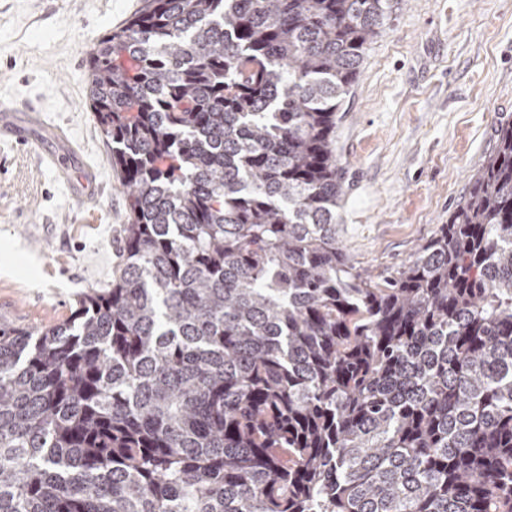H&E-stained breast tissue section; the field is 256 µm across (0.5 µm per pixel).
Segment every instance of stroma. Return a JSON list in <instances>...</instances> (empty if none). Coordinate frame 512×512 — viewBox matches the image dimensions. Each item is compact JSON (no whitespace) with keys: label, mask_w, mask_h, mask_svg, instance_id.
<instances>
[{"label":"stroma","mask_w":512,"mask_h":512,"mask_svg":"<svg viewBox=\"0 0 512 512\" xmlns=\"http://www.w3.org/2000/svg\"><path fill=\"white\" fill-rule=\"evenodd\" d=\"M143 0H0V103H30L95 172L75 192L37 152L0 140V318L39 330L121 263L126 201L87 98L88 52ZM512 122V0H399L336 128V238L383 283L437 236ZM83 165V166H84Z\"/></svg>","instance_id":"35a3bbf8"}]
</instances>
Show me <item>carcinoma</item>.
<instances>
[{"label":"carcinoma","mask_w":512,"mask_h":512,"mask_svg":"<svg viewBox=\"0 0 512 512\" xmlns=\"http://www.w3.org/2000/svg\"><path fill=\"white\" fill-rule=\"evenodd\" d=\"M392 0H144L89 53L123 263L0 320V512H512V123L375 283L336 126Z\"/></svg>","instance_id":"obj_1"}]
</instances>
